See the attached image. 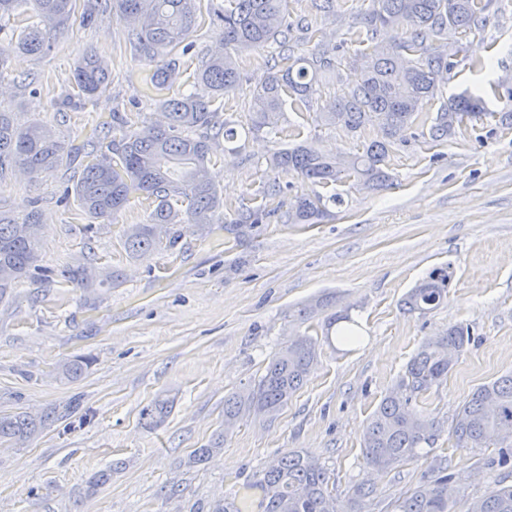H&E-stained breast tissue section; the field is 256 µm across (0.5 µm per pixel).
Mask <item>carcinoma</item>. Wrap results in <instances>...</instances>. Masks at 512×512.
Returning <instances> with one entry per match:
<instances>
[{
    "mask_svg": "<svg viewBox=\"0 0 512 512\" xmlns=\"http://www.w3.org/2000/svg\"><path fill=\"white\" fill-rule=\"evenodd\" d=\"M32 3L38 21L12 30L8 44L0 43V76L7 69V55L17 48L29 55L49 49L50 35L68 27L76 0H0V32L13 18L23 16L22 5ZM214 3L213 16L220 22L222 49L212 55L198 74L199 89L189 94L161 97L158 105L165 121L139 130H126L128 121L112 113V128L122 130L112 138L109 150L82 152L66 149L45 125L33 121L25 127L15 124L13 115L0 109V179L18 168L31 177L54 171L85 154L74 185V196L84 214L94 221L124 209L132 195L141 194L153 209L145 224H132L124 232L123 246L140 257L163 244L177 242L176 226L188 219L195 224H222L224 232L242 242L264 223L262 209L242 208L233 217H221L223 201L210 174L211 156L224 139V151L232 146L238 131L229 121L218 120L211 103L232 91L241 81L236 55L246 48L269 42L279 44L288 66L272 71L253 92L251 130L263 128L279 135L285 120V98L307 104L325 84H342V67L357 71L356 83L340 89L330 100L320 119L356 134L367 126L382 131V139L362 145V149L339 157L323 155L305 144L275 150L269 167L295 172L314 184H333L343 178L363 188L390 187L384 170L393 148L414 137L413 126L424 107L440 92L453 69L450 53L432 47V41L448 28L468 36L490 22L485 15L492 0H372V8L362 14L367 27H388L404 34L391 44L354 59L336 54V47L316 44L307 54H295L289 35L295 28L304 33L311 27L304 17L288 21V0H223ZM112 9L132 27V40L140 58L153 62L164 58L152 74L159 90L170 89L180 74L176 49L193 32L199 11L198 0H112ZM110 74L103 58L88 53L73 76L74 98L91 100L107 91ZM480 96L463 91L448 98L429 128L431 140L445 141L456 136L462 117L482 114ZM340 205L337 193L303 195L294 200L285 217L291 224H314L330 216L328 204ZM39 214L31 211L19 219L0 211V299L16 282L26 277L38 261ZM453 276L448 264L433 268L402 300L410 313L426 315L448 301ZM63 277L82 288L103 287L114 276L98 277L81 262L64 271ZM330 304L316 299L298 310L307 320L325 315L326 333L346 323L337 337L343 343L357 340L353 321L347 313L329 311ZM472 342L471 329L448 327L442 334L426 339L406 364L395 386L383 397L371 415L363 435L362 459L377 470L395 468L407 461L429 455L442 432L457 448H481L489 434L502 433L500 459L512 463V374L503 375L478 387L457 410L449 428L418 409V402L448 377L453 363L448 352L458 354ZM319 341L312 336H296L269 359L265 372L242 391L224 398V430L244 416L273 417L288 405L302 387L308 371L318 359ZM87 368L83 359L59 365L66 380L81 377ZM169 414L166 401H157L142 415L154 426ZM36 424L18 415L0 417V439H21L32 435ZM328 468L316 457L290 451L265 467L256 478L261 489L263 512H339L329 489ZM377 490L367 481L352 487L359 502L375 498ZM456 503L452 477L434 476L401 495L395 512H454ZM467 512H512V485L499 484L471 502Z\"/></svg>",
    "mask_w": 512,
    "mask_h": 512,
    "instance_id": "obj_1",
    "label": "carcinoma"
}]
</instances>
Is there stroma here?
<instances>
[{
  "label": "stroma",
  "instance_id": "1",
  "mask_svg": "<svg viewBox=\"0 0 512 512\" xmlns=\"http://www.w3.org/2000/svg\"><path fill=\"white\" fill-rule=\"evenodd\" d=\"M369 7L368 0H339L337 16L326 18L313 13L310 0L288 2L291 17L310 18L316 41L338 46L347 58L394 37L355 25ZM490 12L479 33L448 29L437 38L453 52L455 67L426 111L439 112L467 88L483 92L493 118L468 121L445 142L432 141L428 125L416 121L415 139L387 160L394 187L375 193L340 185L345 202L321 223H286L290 202L313 187L297 173L270 169L268 156L299 142L337 155L380 132L370 126L355 137L324 125L319 114L336 93L332 87L308 105H286L282 134L250 132L253 90L282 61L273 42L239 53L241 81L214 103L221 117L247 129L239 153L216 152L210 165L224 215L242 207L272 212L244 243L225 238L223 225L186 222L176 248L134 259L122 239L128 225L146 223L152 204L144 196L133 195L89 233L77 202L60 200L80 165L0 181L1 210L20 218L39 207V264L51 272L45 281H21L0 301V416L23 413L43 423L29 441L0 444V512H210L228 495L257 505L256 472L292 450L328 467L342 512H392L441 456L459 490L456 512L495 485L512 484L493 443L458 449L443 436L429 457L392 470L370 473L362 461L369 416L426 338L456 324L476 335L421 403L443 425L475 388L512 371V86L501 80L512 71V0H493ZM219 31L202 13L173 93L194 88L203 61L220 47ZM90 50L108 62L109 88L87 104L67 105L74 69ZM153 71L111 7L76 0L69 28L53 34L49 51L11 54L0 76V108L21 126L40 120L66 147L104 146L114 112L133 130L162 122ZM272 184L279 194L268 193ZM82 257L96 272H120V285L93 291L64 280L62 270ZM448 262L455 276L447 302L425 316L401 310L403 296ZM316 295L349 313L358 341L322 344L276 419L250 415L225 430V396L257 380L289 339L322 336V317L304 323L293 314ZM78 355L92 365L77 381L61 380L58 364ZM157 398L173 405L155 428L140 413ZM219 437L220 452L187 466L193 450ZM366 477L377 495L355 503L351 487Z\"/></svg>",
  "mask_w": 512,
  "mask_h": 512
}]
</instances>
